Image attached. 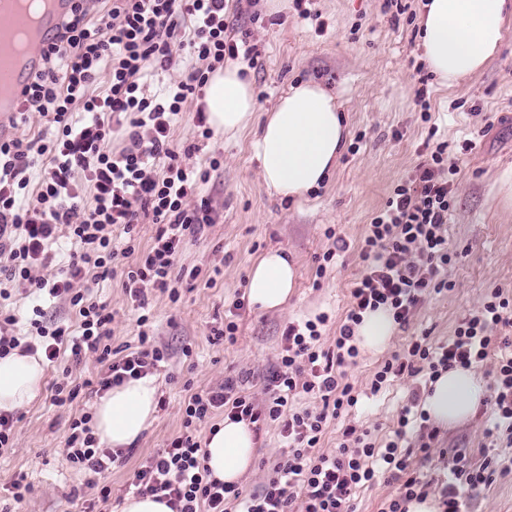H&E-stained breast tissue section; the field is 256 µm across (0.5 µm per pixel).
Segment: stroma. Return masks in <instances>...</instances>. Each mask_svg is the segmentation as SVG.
I'll return each mask as SVG.
<instances>
[{"instance_id": "1", "label": "stroma", "mask_w": 512, "mask_h": 512, "mask_svg": "<svg viewBox=\"0 0 512 512\" xmlns=\"http://www.w3.org/2000/svg\"><path fill=\"white\" fill-rule=\"evenodd\" d=\"M400 2L405 12L387 0H281V10L273 13L268 0H229L230 28L235 36H249L258 53L246 70L255 90L256 118H264L292 84L316 80L339 97L348 122L346 150L324 186L282 201L261 180L254 128L204 139L191 117H184L174 139L180 146L199 144L190 165L207 166L213 157L221 162L201 191L219 219L186 246L181 261L197 267L199 276L179 284L178 302L159 292L150 299V340L167 354L154 376L159 386L156 419L103 475L112 497L98 501L89 474L66 466L59 453L71 421L92 410L97 396L83 388L72 403L59 406L53 394L56 383L82 384L96 378L102 366L94 357L77 361L62 352L57 363L46 366L39 397L18 410L14 447L0 452V512H121L134 470L180 430L184 403L192 393L246 372L253 393L262 395L283 328L291 320L326 315L321 343L331 348L345 319L350 288L364 270L360 250L368 224L437 144H446L448 162L456 168L446 226L449 247L462 253L447 271L453 287L426 297L409 327L396 329L386 353L360 352L356 364L346 368L350 381L367 390L387 354L402 351L410 337L425 332L431 343L446 341L462 319L481 309L493 289L512 295V208L497 194L501 173L512 166V23L496 59L465 84L445 88L416 49L424 0ZM420 86L427 90L422 104L414 100ZM470 138L475 148L463 151ZM330 228L348 247L319 279L316 268L333 246L326 234ZM271 249L295 262L297 285L283 309L262 312L247 303L246 282L255 259ZM132 263V258H117L112 277L86 281L89 299L107 305L114 315L110 344L116 358L140 348L137 313L123 288ZM238 300L243 306L237 310L233 304ZM229 320L239 326L233 344L212 334ZM412 385L409 379L396 381L379 396L363 398L352 423L370 430L376 445H384ZM489 418L482 404L468 421L440 430L425 475L444 480L458 453L476 462L487 454L512 457V447L488 437ZM283 452L275 425L262 426L255 463L242 477L240 490H257L266 480L268 461ZM22 474L31 490L18 503L8 488ZM465 500L466 512H512V473L466 491Z\"/></svg>"}]
</instances>
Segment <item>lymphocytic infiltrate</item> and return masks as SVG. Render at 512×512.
Segmentation results:
<instances>
[{
	"mask_svg": "<svg viewBox=\"0 0 512 512\" xmlns=\"http://www.w3.org/2000/svg\"><path fill=\"white\" fill-rule=\"evenodd\" d=\"M225 7V0H73L58 23L15 114L23 123L38 113L44 130L30 138L0 139V298L7 286L17 284L37 300L22 335L15 332L16 315L0 310V358L15 350L40 352L52 363L65 345L74 358L95 355L105 367L95 381L99 395L154 374L165 360L163 350L146 342L149 298L168 292L186 245L217 218L199 193L209 169L186 166L185 157L196 147L175 150L172 133L188 100L201 97L217 64L228 56L250 60L255 55L254 46H238L231 36ZM183 51L191 59L185 79L148 93V78L175 67ZM117 131L124 138L115 148L111 142ZM445 150L437 145L372 219L361 247L365 269L350 291L334 350L320 348L315 322H288L264 400L248 391L244 377L191 395L182 432L135 470L137 494L156 496L171 512H353L356 490L383 477L397 483L398 491L381 512H408L409 502L432 491L443 512H462L466 490L512 472L496 457L476 465L459 456L449 479L425 480L411 458L417 453L429 459L437 431L416 390L384 446H375L369 431L349 425L336 450L318 449L328 420L359 401L345 368L358 355L355 328L363 313L387 308L404 328L426 296L449 287L443 273L458 254L446 236L452 188L444 175ZM80 173L91 184V199H84L75 181ZM146 222L156 230L140 250L130 237L136 225ZM121 233L129 240L120 249ZM413 252L418 255L414 261L409 258ZM120 254L136 257L123 287L140 311L137 324L145 345L116 360L108 343L112 314L89 301L81 284L91 273L99 279L111 276ZM46 301L75 310L77 330L47 323ZM509 327L512 298L493 290L447 342L412 338L374 372L369 391L378 394L397 378L433 380L453 367L494 359L486 404L495 431L512 445ZM302 394L320 399L321 410L296 406ZM218 410L255 426L277 423L286 440L287 452L260 490L245 495L237 485L212 478L195 431ZM91 421L87 412L71 421L60 453L68 466L97 476L123 453L100 446ZM413 427L419 430L418 449L401 448Z\"/></svg>",
	"mask_w": 512,
	"mask_h": 512,
	"instance_id": "1",
	"label": "lymphocytic infiltrate"
}]
</instances>
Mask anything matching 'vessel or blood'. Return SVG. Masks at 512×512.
Segmentation results:
<instances>
[{
	"mask_svg": "<svg viewBox=\"0 0 512 512\" xmlns=\"http://www.w3.org/2000/svg\"><path fill=\"white\" fill-rule=\"evenodd\" d=\"M70 7L69 0H53L43 15L35 37L28 43L23 56H16L11 41L5 34L24 25V17L0 13V136H7L5 118L17 110V103L25 89L30 72L40 62L41 53L50 42L59 19Z\"/></svg>",
	"mask_w": 512,
	"mask_h": 512,
	"instance_id": "obj_1",
	"label": "vessel or blood"
}]
</instances>
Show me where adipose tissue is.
<instances>
[{
    "mask_svg": "<svg viewBox=\"0 0 512 512\" xmlns=\"http://www.w3.org/2000/svg\"><path fill=\"white\" fill-rule=\"evenodd\" d=\"M511 19L512 0H426L418 35L421 57L441 86H459L499 53ZM202 103L217 132L246 129L256 112L254 89L234 64L210 75ZM254 147L265 185L280 198L294 200L319 189L346 147L338 96L311 80L290 87L266 114ZM296 278L286 254L267 251L249 270L248 298L260 309H280ZM394 331L388 310L371 311L356 328V343L362 350L379 352ZM43 377L39 356L16 351L0 359V412H15L34 401ZM484 393V383L472 369L457 367L431 383L423 408L434 423L448 428L470 419ZM157 405L158 386L152 377L128 380L96 402L95 434L107 447H129L154 421ZM255 447V433L247 422L224 420L204 445L213 477L239 482L254 464Z\"/></svg>",
    "mask_w": 512,
    "mask_h": 512,
    "instance_id": "obj_1",
    "label": "adipose tissue"
}]
</instances>
